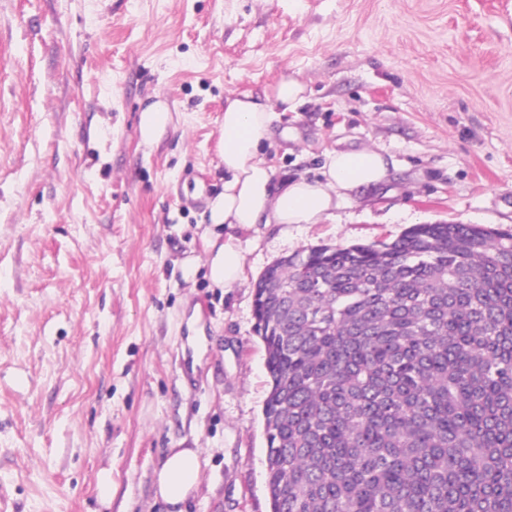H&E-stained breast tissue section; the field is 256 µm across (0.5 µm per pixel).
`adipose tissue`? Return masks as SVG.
Instances as JSON below:
<instances>
[{
    "mask_svg": "<svg viewBox=\"0 0 512 512\" xmlns=\"http://www.w3.org/2000/svg\"><path fill=\"white\" fill-rule=\"evenodd\" d=\"M305 86L285 77L276 85L275 107L245 95L227 98L221 154L224 192L209 204L208 277L229 288L244 277V249L240 232L257 224H317L349 200L355 190L377 186L388 177L386 157L374 149L333 150L327 153L319 178L303 176L274 182L264 152L275 109L295 110ZM199 453L194 448L170 449L156 473V496L169 512H182L197 487Z\"/></svg>",
    "mask_w": 512,
    "mask_h": 512,
    "instance_id": "obj_1",
    "label": "adipose tissue"
}]
</instances>
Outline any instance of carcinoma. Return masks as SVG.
Listing matches in <instances>:
<instances>
[{"mask_svg":"<svg viewBox=\"0 0 512 512\" xmlns=\"http://www.w3.org/2000/svg\"><path fill=\"white\" fill-rule=\"evenodd\" d=\"M255 307L271 512H512V233L303 250Z\"/></svg>","mask_w":512,"mask_h":512,"instance_id":"obj_1","label":"carcinoma"}]
</instances>
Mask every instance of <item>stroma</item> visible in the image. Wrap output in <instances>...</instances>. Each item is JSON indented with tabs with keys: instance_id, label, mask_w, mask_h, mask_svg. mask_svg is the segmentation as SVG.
<instances>
[{
	"instance_id": "35a3bbf8",
	"label": "stroma",
	"mask_w": 512,
	"mask_h": 512,
	"mask_svg": "<svg viewBox=\"0 0 512 512\" xmlns=\"http://www.w3.org/2000/svg\"><path fill=\"white\" fill-rule=\"evenodd\" d=\"M287 76L307 94L272 124L275 180L363 148L389 176L255 225L224 290L201 221L225 99ZM440 222L512 231V0H0V512H163L172 448L200 452L185 512H270L255 282ZM171 110L166 104L156 103L147 107L140 118V134L145 141H151L160 129L167 126L171 119Z\"/></svg>"
}]
</instances>
